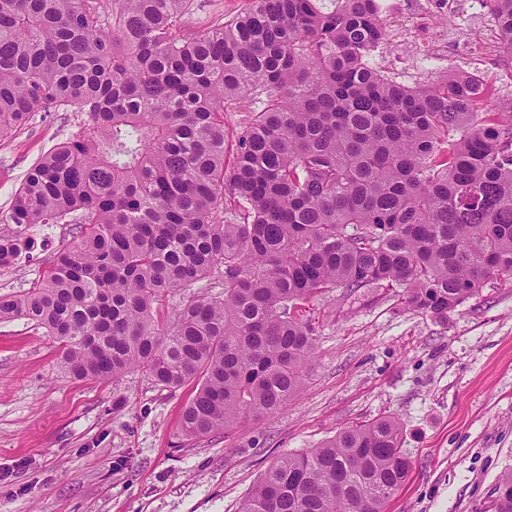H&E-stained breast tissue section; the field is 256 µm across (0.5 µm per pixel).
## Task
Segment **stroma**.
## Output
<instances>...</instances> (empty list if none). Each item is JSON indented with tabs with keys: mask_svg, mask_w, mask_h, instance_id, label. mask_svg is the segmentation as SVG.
<instances>
[{
	"mask_svg": "<svg viewBox=\"0 0 512 512\" xmlns=\"http://www.w3.org/2000/svg\"><path fill=\"white\" fill-rule=\"evenodd\" d=\"M248 0H193L200 31ZM372 65L407 86L481 70L485 109L512 110V60L479 58L472 38L493 27L465 0H394ZM86 129L80 112H39L0 139V220L43 153ZM71 227L10 269L0 294L28 289ZM307 315L316 348L297 395L273 415L181 443L191 387L134 372L76 380L59 347L24 319L0 321V512H238L281 455L321 446L343 428L399 420L413 465L388 512H493L492 491L512 472V280L493 279L447 320L408 308L398 288L337 289Z\"/></svg>",
	"mask_w": 512,
	"mask_h": 512,
	"instance_id": "1",
	"label": "stroma"
}]
</instances>
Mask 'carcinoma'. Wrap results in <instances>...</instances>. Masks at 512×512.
<instances>
[{"label":"carcinoma","mask_w":512,"mask_h":512,"mask_svg":"<svg viewBox=\"0 0 512 512\" xmlns=\"http://www.w3.org/2000/svg\"><path fill=\"white\" fill-rule=\"evenodd\" d=\"M512 59V0H487ZM192 0H0V136L74 107L0 222V268L75 226L34 285L0 295L60 346L70 377L140 371L193 386L180 434L285 406L315 333L306 303L398 286L440 320L512 279V112L468 73L409 87L369 65L375 0H250L184 33ZM247 112L225 164L224 113ZM221 278L171 320L163 302ZM394 418L274 462L239 512H386L412 461ZM494 493L512 512V473Z\"/></svg>","instance_id":"obj_1"}]
</instances>
